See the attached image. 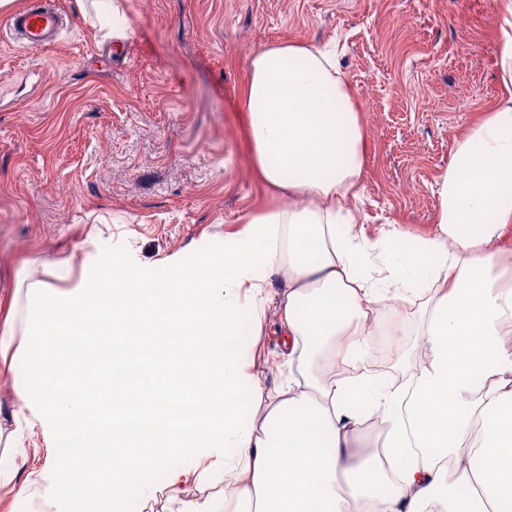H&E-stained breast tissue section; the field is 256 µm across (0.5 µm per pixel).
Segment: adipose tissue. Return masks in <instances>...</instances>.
<instances>
[{
    "mask_svg": "<svg viewBox=\"0 0 512 512\" xmlns=\"http://www.w3.org/2000/svg\"><path fill=\"white\" fill-rule=\"evenodd\" d=\"M494 7L499 100L456 140L428 239L354 229L365 137L335 49L252 54V161L287 205L193 262L100 250L71 287L36 280L8 300L0 353L23 358L27 379L12 388L22 413L0 428V497L31 512H512V266L492 248L512 226V0ZM390 299L419 303L428 343L398 387L367 368L369 317ZM270 307L314 374L268 404L239 351ZM136 336L167 347L141 352ZM360 401L387 426L381 452L356 450ZM261 404L262 425L243 418ZM36 437L43 468L28 463ZM161 467L163 483H144Z\"/></svg>",
    "mask_w": 512,
    "mask_h": 512,
    "instance_id": "ef3b65f1",
    "label": "adipose tissue"
}]
</instances>
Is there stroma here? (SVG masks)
Segmentation results:
<instances>
[{"label":"stroma","mask_w":512,"mask_h":512,"mask_svg":"<svg viewBox=\"0 0 512 512\" xmlns=\"http://www.w3.org/2000/svg\"><path fill=\"white\" fill-rule=\"evenodd\" d=\"M71 25L52 47L17 43L0 11V296L87 254L130 248L151 263L221 249L246 215L280 203L257 176L242 107L247 60L273 44L337 41L366 137L356 231H438L455 140L499 95L493 0H119L124 40L95 11L56 0ZM398 323L385 362L419 359V316ZM261 318L242 356L268 394L300 375Z\"/></svg>","instance_id":"35a3bbf8"}]
</instances>
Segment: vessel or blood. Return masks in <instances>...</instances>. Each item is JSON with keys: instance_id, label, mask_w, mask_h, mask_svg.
<instances>
[{"instance_id": "vessel-or-blood-1", "label": "vessel or blood", "mask_w": 512, "mask_h": 512, "mask_svg": "<svg viewBox=\"0 0 512 512\" xmlns=\"http://www.w3.org/2000/svg\"><path fill=\"white\" fill-rule=\"evenodd\" d=\"M5 24L21 46L43 49L57 43L67 22L51 0H34L32 6L11 15Z\"/></svg>"}]
</instances>
